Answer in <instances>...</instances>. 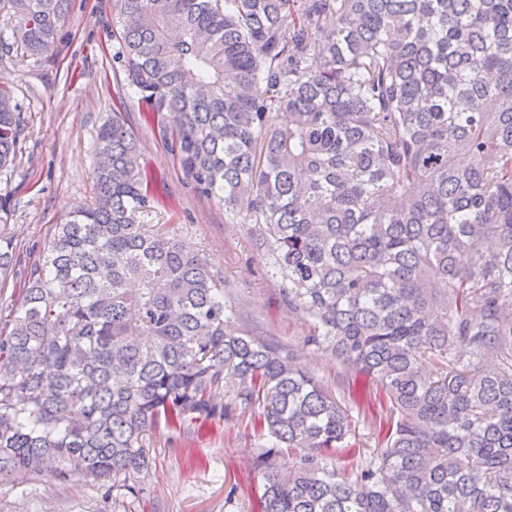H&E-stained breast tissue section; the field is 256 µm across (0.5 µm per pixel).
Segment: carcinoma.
Returning <instances> with one entry per match:
<instances>
[{"label": "carcinoma", "instance_id": "cac0c4a2", "mask_svg": "<svg viewBox=\"0 0 512 512\" xmlns=\"http://www.w3.org/2000/svg\"><path fill=\"white\" fill-rule=\"evenodd\" d=\"M71 0H0L47 53ZM146 119L248 226L306 343L376 383L377 457L292 352L234 334L219 279L145 221L120 113L94 201L55 225L0 335V479L148 470L147 432L241 386L271 447L259 512H512V0H113ZM19 105L0 89V171ZM15 262L0 238V284ZM316 454L283 473L282 449Z\"/></svg>", "mask_w": 512, "mask_h": 512}]
</instances>
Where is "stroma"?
<instances>
[{
    "label": "stroma",
    "mask_w": 512,
    "mask_h": 512,
    "mask_svg": "<svg viewBox=\"0 0 512 512\" xmlns=\"http://www.w3.org/2000/svg\"><path fill=\"white\" fill-rule=\"evenodd\" d=\"M113 0H72L54 47L39 57L12 48L0 66V82L12 92L25 121L16 165L0 173V234L11 238L16 263L0 301H20L24 282L56 224L94 196L93 145L102 123L120 113L134 133L141 163L152 176L148 200L153 223L180 235L224 284L236 333L288 348L321 380L352 423V449L345 475L376 455L373 433L386 422L378 402L358 404L340 389L339 362L306 345L308 320L289 313L283 284L255 251L245 225L225 216L201 195L170 144L147 123L136 98L118 96L126 75L114 60ZM236 385L213 389L218 409L183 429L159 427L148 439L151 468L135 493L111 480L81 478L60 485L36 475L0 482V512H256L254 491L261 477L255 460L266 446L254 430L256 409L243 406Z\"/></svg>",
    "instance_id": "35a3bbf8"
}]
</instances>
